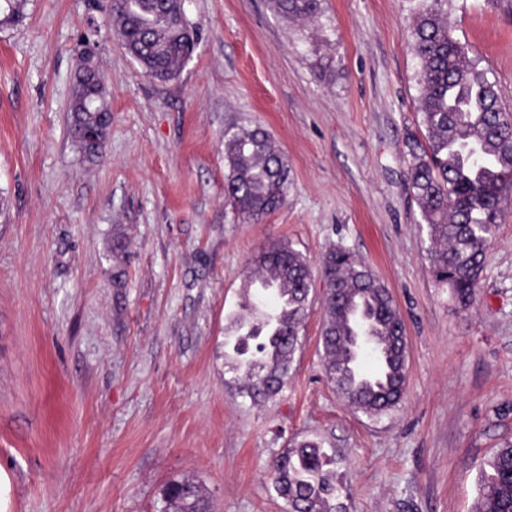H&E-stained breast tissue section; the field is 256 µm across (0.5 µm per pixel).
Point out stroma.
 <instances>
[{
    "mask_svg": "<svg viewBox=\"0 0 512 512\" xmlns=\"http://www.w3.org/2000/svg\"><path fill=\"white\" fill-rule=\"evenodd\" d=\"M106 0H26L0 24V470L8 512H160L188 477L210 512H287L265 478L295 440L336 451L350 512H475L480 467L512 443V199L461 310L436 282L406 142L423 132L414 0H324L291 22L269 0H185L198 46L147 76ZM448 24L512 112V0H448ZM93 49L112 126L84 164L67 135ZM265 130L288 166L256 223L225 199L224 133ZM127 241L112 285L113 232ZM275 240L364 261L409 339L406 392L352 410L322 369L323 295L276 398L231 383L227 314Z\"/></svg>",
    "mask_w": 512,
    "mask_h": 512,
    "instance_id": "1",
    "label": "stroma"
}]
</instances>
